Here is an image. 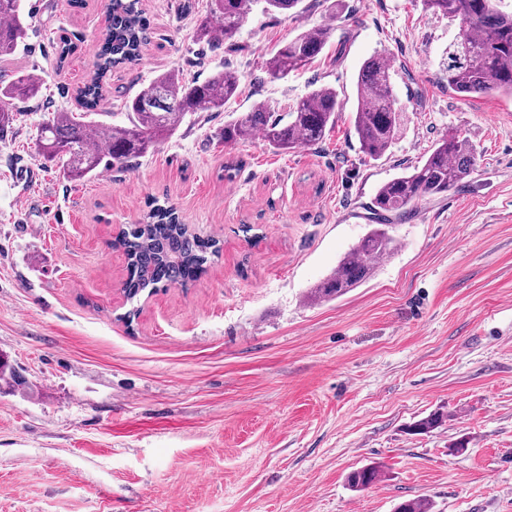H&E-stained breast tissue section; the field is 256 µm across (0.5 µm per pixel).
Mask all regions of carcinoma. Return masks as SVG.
<instances>
[{"label": "carcinoma", "mask_w": 512, "mask_h": 512, "mask_svg": "<svg viewBox=\"0 0 512 512\" xmlns=\"http://www.w3.org/2000/svg\"><path fill=\"white\" fill-rule=\"evenodd\" d=\"M22 0H0V64L8 66L26 37ZM301 0H211L208 15L199 19L196 41L209 47L232 44L253 7L267 13L293 14ZM435 14L460 20L463 31L450 43L443 62L448 90L462 98L512 97V12L500 0H425ZM110 26L94 58L97 78L80 89L82 112L59 111L38 134L41 156L60 162L74 180L110 167L128 169L150 147L171 137L192 112H221L239 93L240 80L221 70L203 82H184L173 72L156 77L125 102L126 125L87 120L103 97L112 70L136 63L148 41V20L138 0H110ZM334 29L320 27L282 43L265 63L273 78L306 67L326 48ZM391 61L378 54L367 59L357 81L354 134L361 151L373 160L391 149L404 120L391 83ZM40 81L18 70L0 87V132L14 120L5 100L30 99ZM340 99L332 88H314L289 112L279 115L258 102L250 111L224 123V145H236L261 134L277 152L316 144L336 124ZM476 170V157L466 139L450 133L439 139L422 161L383 183L370 205L376 224L339 261L336 269L308 292L312 303L338 299L369 280L381 260L396 249L393 223L408 216L425 199L443 197ZM114 245L123 250L128 275L123 291L133 299L172 283L186 284L190 276L207 271V254L221 251L220 241L204 240L183 224L173 207H157L143 224L123 230ZM376 466L355 469L348 485L360 490L378 482ZM396 512H432L424 498L404 500Z\"/></svg>", "instance_id": "1"}]
</instances>
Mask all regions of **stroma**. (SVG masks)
Masks as SVG:
<instances>
[{
    "instance_id": "stroma-1",
    "label": "stroma",
    "mask_w": 512,
    "mask_h": 512,
    "mask_svg": "<svg viewBox=\"0 0 512 512\" xmlns=\"http://www.w3.org/2000/svg\"><path fill=\"white\" fill-rule=\"evenodd\" d=\"M183 2L139 0L149 39L113 70L101 122L126 124L125 100L173 70L236 71L240 94L188 115L136 167L74 181L43 164L37 135L55 110L79 111L108 0H24L16 65L43 86L0 137V356L17 376L0 383V512H395L414 497L433 512H512V101L448 91L460 22L423 0L257 9L216 50L194 41L209 0ZM327 25L320 57L269 78L279 44ZM375 54L392 58L407 114L378 160L352 128ZM321 86L341 102L322 142L223 144L232 114L258 101L286 112ZM452 132L477 157L467 182L395 224L370 280L310 304L368 231L376 189ZM155 201L222 251L196 282L130 299L112 242ZM435 412L446 422L415 432ZM365 465L382 478L353 491L346 476Z\"/></svg>"
}]
</instances>
